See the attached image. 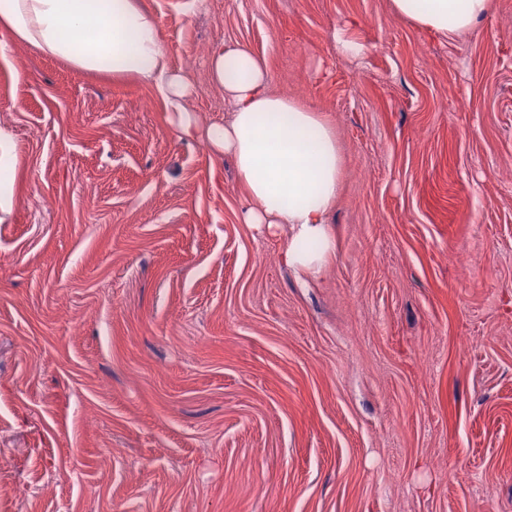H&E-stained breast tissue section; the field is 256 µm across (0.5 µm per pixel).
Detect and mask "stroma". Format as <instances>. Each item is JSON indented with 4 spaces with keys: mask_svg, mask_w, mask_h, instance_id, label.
<instances>
[{
    "mask_svg": "<svg viewBox=\"0 0 512 512\" xmlns=\"http://www.w3.org/2000/svg\"><path fill=\"white\" fill-rule=\"evenodd\" d=\"M138 4L201 125L222 41L330 116L336 257L298 279L144 85L14 47L0 512H512V0L448 38L391 0Z\"/></svg>",
    "mask_w": 512,
    "mask_h": 512,
    "instance_id": "35a3bbf8",
    "label": "stroma"
}]
</instances>
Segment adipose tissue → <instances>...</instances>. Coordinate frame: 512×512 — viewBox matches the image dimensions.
Returning a JSON list of instances; mask_svg holds the SVG:
<instances>
[{"instance_id": "1", "label": "adipose tissue", "mask_w": 512, "mask_h": 512, "mask_svg": "<svg viewBox=\"0 0 512 512\" xmlns=\"http://www.w3.org/2000/svg\"><path fill=\"white\" fill-rule=\"evenodd\" d=\"M394 12L439 36L467 34L494 0H392ZM93 32L89 41L78 40ZM0 43L31 46L72 69L135 78L169 112L179 137L233 157L247 199L242 223L288 227L284 261L298 276L318 277L336 255L331 215L341 194L344 156L336 129L320 111L275 92L266 61L237 43H218L210 77L230 105L227 120L200 126L186 107L189 79L174 70L154 15L136 0H0ZM20 159L0 129V223L11 215Z\"/></svg>"}]
</instances>
